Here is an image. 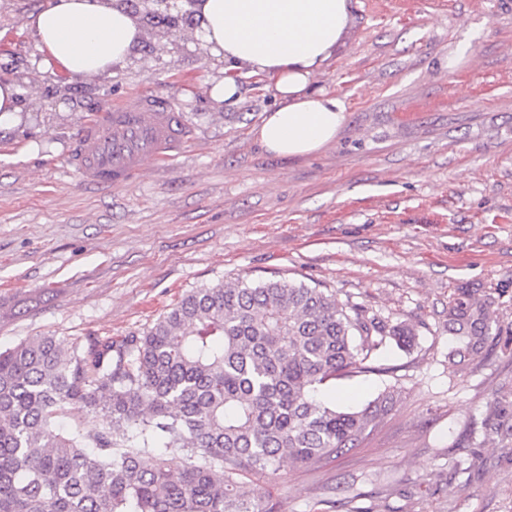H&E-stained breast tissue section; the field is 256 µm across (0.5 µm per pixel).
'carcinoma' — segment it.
<instances>
[{
  "instance_id": "cac0c4a2",
  "label": "carcinoma",
  "mask_w": 512,
  "mask_h": 512,
  "mask_svg": "<svg viewBox=\"0 0 512 512\" xmlns=\"http://www.w3.org/2000/svg\"><path fill=\"white\" fill-rule=\"evenodd\" d=\"M494 306L476 288L448 298L449 364L501 335ZM413 336L320 288L244 279L187 293L119 342L65 348L34 336L0 351V512H276L246 478L354 447L395 390L354 411L320 391L379 370L386 338L409 346ZM76 406L107 425L61 428Z\"/></svg>"
}]
</instances>
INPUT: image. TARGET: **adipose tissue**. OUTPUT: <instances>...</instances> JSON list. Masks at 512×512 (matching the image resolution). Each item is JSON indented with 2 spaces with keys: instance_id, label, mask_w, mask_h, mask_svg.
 I'll return each instance as SVG.
<instances>
[{
  "instance_id": "adipose-tissue-1",
  "label": "adipose tissue",
  "mask_w": 512,
  "mask_h": 512,
  "mask_svg": "<svg viewBox=\"0 0 512 512\" xmlns=\"http://www.w3.org/2000/svg\"><path fill=\"white\" fill-rule=\"evenodd\" d=\"M193 11L213 57L272 80L280 104L256 130L267 151L305 155L335 138L344 104L313 78L350 25L349 0H196ZM29 24L41 68L73 77L109 72L143 36L137 17L112 0H48Z\"/></svg>"
}]
</instances>
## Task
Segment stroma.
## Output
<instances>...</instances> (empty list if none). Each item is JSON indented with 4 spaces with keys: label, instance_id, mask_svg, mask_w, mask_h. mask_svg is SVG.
<instances>
[{
    "label": "stroma",
    "instance_id": "obj_1",
    "mask_svg": "<svg viewBox=\"0 0 512 512\" xmlns=\"http://www.w3.org/2000/svg\"><path fill=\"white\" fill-rule=\"evenodd\" d=\"M44 2L0 0L21 106L0 124V350L138 334L237 278L317 285L415 341H386L377 371L326 390L340 407L398 398L356 448L264 479L278 512H512V437L485 427L512 401V0H351L314 79L346 120L294 157L255 137L271 80L236 70L238 100L215 103L224 64L187 24L145 25L102 76L39 69L29 17ZM157 91L174 94L188 147L129 185H88L69 163L80 128ZM461 286L494 297L504 334L458 370L445 320Z\"/></svg>",
    "mask_w": 512,
    "mask_h": 512
}]
</instances>
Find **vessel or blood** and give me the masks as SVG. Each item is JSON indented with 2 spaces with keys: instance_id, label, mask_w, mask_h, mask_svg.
I'll list each match as a JSON object with an SVG mask.
<instances>
[{
  "instance_id": "vessel-or-blood-1",
  "label": "vessel or blood",
  "mask_w": 512,
  "mask_h": 512,
  "mask_svg": "<svg viewBox=\"0 0 512 512\" xmlns=\"http://www.w3.org/2000/svg\"><path fill=\"white\" fill-rule=\"evenodd\" d=\"M189 137L174 98L149 93L85 124L71 161L86 182L120 187L137 180L146 162L170 160Z\"/></svg>"
}]
</instances>
